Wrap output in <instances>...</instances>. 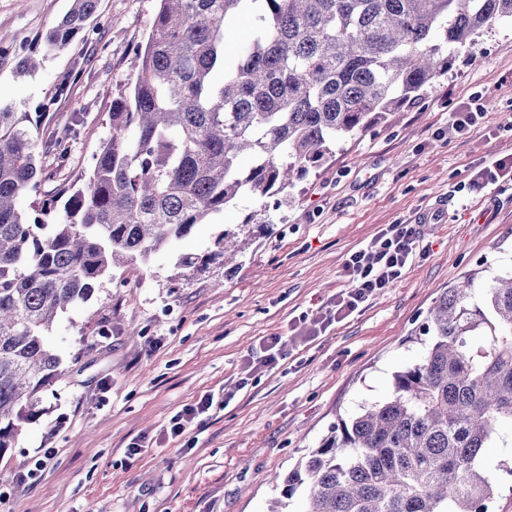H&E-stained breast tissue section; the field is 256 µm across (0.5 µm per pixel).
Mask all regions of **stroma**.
I'll use <instances>...</instances> for the list:
<instances>
[{
  "mask_svg": "<svg viewBox=\"0 0 512 512\" xmlns=\"http://www.w3.org/2000/svg\"><path fill=\"white\" fill-rule=\"evenodd\" d=\"M72 0H0V106L51 110L37 144L72 126L68 159L40 157L37 191L20 212L74 184L110 134L112 99L134 80L137 51L158 0H99L65 48L43 36ZM40 55L39 68L21 61ZM481 95L484 119L447 134L458 103ZM512 154V22L479 34L422 99L336 147V156L268 210L235 264L180 274L177 257L212 249L256 203L241 197L147 261L114 268L86 302L59 314L47 342L58 378L43 415L24 425L0 471V512H301L284 498L287 475L339 420L389 399L393 376L421 360L414 334L443 289L473 273L480 284L512 273V184L464 190L471 174ZM431 215L402 277L349 317L310 335L314 318L347 288L343 266L386 225ZM280 336L286 359L260 366V342ZM213 405L170 438V418L203 396ZM484 449L495 483L488 512H512V430ZM145 445L130 457V443ZM57 449L42 471L37 451Z\"/></svg>",
  "mask_w": 512,
  "mask_h": 512,
  "instance_id": "stroma-1",
  "label": "stroma"
}]
</instances>
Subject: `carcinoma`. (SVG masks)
<instances>
[{
    "label": "carcinoma",
    "mask_w": 512,
    "mask_h": 512,
    "mask_svg": "<svg viewBox=\"0 0 512 512\" xmlns=\"http://www.w3.org/2000/svg\"><path fill=\"white\" fill-rule=\"evenodd\" d=\"M135 81L112 99V133L63 208L37 191L28 112L0 111V458L40 413L59 360L45 336L116 265L145 261L238 197L259 209L215 250L225 260L294 180L336 145L448 74L512 0H159ZM73 0L43 41L65 47L96 13ZM251 22L230 57L227 27ZM70 130L45 146L67 154ZM467 274L428 309L423 358L394 375L384 403L340 420L283 479L303 512H484L494 485L482 450L512 426V275L476 291Z\"/></svg>",
    "instance_id": "obj_1"
}]
</instances>
